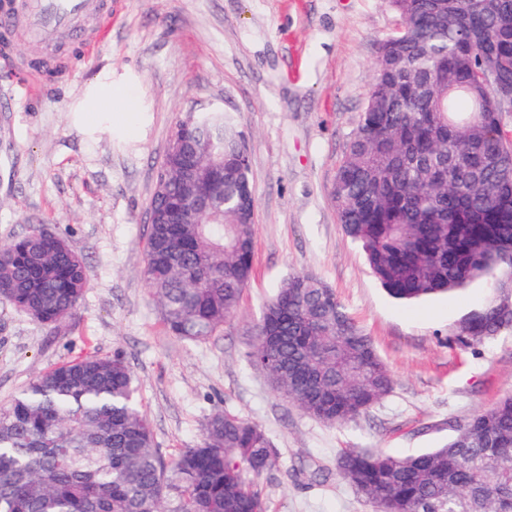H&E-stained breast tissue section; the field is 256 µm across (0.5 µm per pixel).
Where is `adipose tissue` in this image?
<instances>
[{"label":"adipose tissue","mask_w":512,"mask_h":512,"mask_svg":"<svg viewBox=\"0 0 512 512\" xmlns=\"http://www.w3.org/2000/svg\"><path fill=\"white\" fill-rule=\"evenodd\" d=\"M76 112L89 131L109 125L121 129L132 139L139 133L137 88L128 83L114 85L111 72L104 71L96 76Z\"/></svg>","instance_id":"1"}]
</instances>
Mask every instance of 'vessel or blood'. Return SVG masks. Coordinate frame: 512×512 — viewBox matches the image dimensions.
I'll return each instance as SVG.
<instances>
[{
	"label": "vessel or blood",
	"mask_w": 512,
	"mask_h": 512,
	"mask_svg": "<svg viewBox=\"0 0 512 512\" xmlns=\"http://www.w3.org/2000/svg\"><path fill=\"white\" fill-rule=\"evenodd\" d=\"M98 7V0H26L23 15L0 9V30L23 23L35 35L50 41L58 34L75 32L84 20L96 14Z\"/></svg>",
	"instance_id": "vessel-or-blood-1"
}]
</instances>
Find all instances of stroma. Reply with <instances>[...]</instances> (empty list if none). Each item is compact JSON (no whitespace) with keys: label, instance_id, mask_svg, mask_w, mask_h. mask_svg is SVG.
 Instances as JSON below:
<instances>
[{"label":"stroma","instance_id":"1","mask_svg":"<svg viewBox=\"0 0 512 512\" xmlns=\"http://www.w3.org/2000/svg\"><path fill=\"white\" fill-rule=\"evenodd\" d=\"M94 38L48 45L23 30L0 50V244L40 224L90 273L78 307L40 326L0 301V407L59 363L121 353L163 456L196 446L207 418L260 425L278 454L259 481L270 512H373L336 474L344 448L408 456L512 394V328L471 346L461 325L499 297L477 284L405 306L343 231L336 168L367 101L388 0H101ZM137 82L136 139L89 135L72 112L102 69ZM224 109L244 136L255 199L254 274L236 314L203 343L167 333L144 277L148 207L171 133ZM295 273L332 288L394 378L366 414L327 425L289 402L248 360L268 300ZM324 467L325 483L305 467Z\"/></svg>","mask_w":512,"mask_h":512}]
</instances>
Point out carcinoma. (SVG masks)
I'll use <instances>...</instances> for the list:
<instances>
[{
	"mask_svg": "<svg viewBox=\"0 0 512 512\" xmlns=\"http://www.w3.org/2000/svg\"><path fill=\"white\" fill-rule=\"evenodd\" d=\"M400 26L379 48L371 92L336 169L332 197L381 287L414 303L512 273V0H389ZM189 143L224 160V196L184 224H152L144 275L175 337L201 342L238 310L254 272L250 168L233 120L202 112ZM182 192L179 170L151 200ZM89 286L58 235L0 246V299L54 327ZM486 304L461 344L512 326ZM252 365L304 414L329 425L386 396L393 377L372 339L313 274L267 304ZM265 430L212 413L199 445L166 462L125 358L90 355L37 375L0 407V512H268L258 479L276 466ZM336 474L375 512H512V395L458 426L448 444L407 457L347 448Z\"/></svg>",
	"mask_w": 512,
	"mask_h": 512,
	"instance_id": "1",
	"label": "carcinoma"
}]
</instances>
